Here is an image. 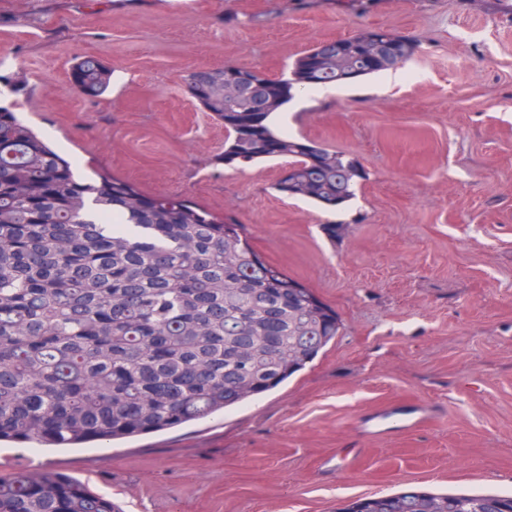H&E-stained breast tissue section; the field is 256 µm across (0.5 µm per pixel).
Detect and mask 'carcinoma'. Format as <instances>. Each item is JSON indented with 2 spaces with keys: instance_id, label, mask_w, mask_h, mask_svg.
<instances>
[{
  "instance_id": "1",
  "label": "carcinoma",
  "mask_w": 512,
  "mask_h": 512,
  "mask_svg": "<svg viewBox=\"0 0 512 512\" xmlns=\"http://www.w3.org/2000/svg\"><path fill=\"white\" fill-rule=\"evenodd\" d=\"M392 56L360 63L361 35L342 39L348 70L321 73L317 44L288 74L256 67L224 96L238 65L194 70L190 96L224 124L226 166L288 159L280 194L335 209L355 197L359 162L277 129L272 116L304 87L393 69L417 46L380 31ZM112 69L87 57L85 94ZM336 313L269 264L235 217L147 197L116 176L85 182L13 110L0 106V442L95 448L236 408L303 370L339 333ZM0 512H122L63 472L0 474ZM336 512H512V495L401 492Z\"/></svg>"
}]
</instances>
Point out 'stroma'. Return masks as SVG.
Masks as SVG:
<instances>
[{"mask_svg": "<svg viewBox=\"0 0 512 512\" xmlns=\"http://www.w3.org/2000/svg\"><path fill=\"white\" fill-rule=\"evenodd\" d=\"M376 28L417 52L327 99L295 95L281 124L361 163L353 200L326 210L279 194L284 158L220 163L224 127L189 95L188 72L278 78L313 45ZM88 56L112 69L99 97L71 80ZM0 80L24 84L0 103L79 177L234 216L340 323L313 363L224 415L109 448L6 445L0 473L65 472L125 512L512 492V0H0ZM419 403L433 415L415 432L359 427Z\"/></svg>", "mask_w": 512, "mask_h": 512, "instance_id": "stroma-1", "label": "stroma"}]
</instances>
